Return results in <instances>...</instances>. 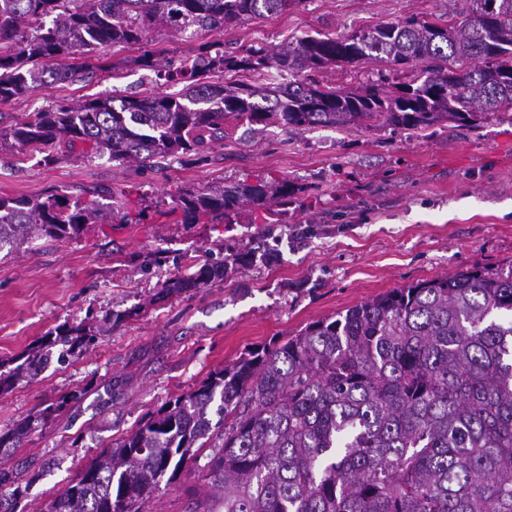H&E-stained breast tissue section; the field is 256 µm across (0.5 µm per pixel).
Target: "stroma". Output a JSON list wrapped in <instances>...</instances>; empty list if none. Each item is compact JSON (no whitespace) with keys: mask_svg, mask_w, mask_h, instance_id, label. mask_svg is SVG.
<instances>
[{"mask_svg":"<svg viewBox=\"0 0 512 512\" xmlns=\"http://www.w3.org/2000/svg\"><path fill=\"white\" fill-rule=\"evenodd\" d=\"M455 7V0H303L231 29L155 27L143 39L163 49V65L178 67L209 43L239 53ZM140 53L136 45L97 46L92 55L112 64L111 75L49 79L0 101V128L114 92L179 95L182 83L140 66ZM260 180L287 182V204L243 207L230 224L205 217L186 224L175 209L182 193ZM93 191L104 212H143L145 222L88 224L72 238L0 249V371L58 327L101 330L80 357L0 395L1 430L33 422L19 447L0 450V467L28 484L15 512H42L96 453L248 350L420 280L474 267L512 274V112L431 134L234 125L205 161L181 154L147 167L79 143L0 147V197L72 202ZM219 255L229 267L223 280L193 294H163L168 279ZM120 312L125 320L109 326ZM74 392L80 400L37 421ZM198 482L160 486L147 512H198L186 491Z\"/></svg>","mask_w":512,"mask_h":512,"instance_id":"stroma-1","label":"stroma"}]
</instances>
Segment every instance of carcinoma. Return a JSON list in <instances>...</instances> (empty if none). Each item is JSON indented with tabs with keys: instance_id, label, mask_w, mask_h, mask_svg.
<instances>
[{
	"instance_id": "1",
	"label": "carcinoma",
	"mask_w": 512,
	"mask_h": 512,
	"mask_svg": "<svg viewBox=\"0 0 512 512\" xmlns=\"http://www.w3.org/2000/svg\"><path fill=\"white\" fill-rule=\"evenodd\" d=\"M304 0H0V101L62 80L63 64L101 44H139L151 25L228 28ZM455 16L409 17L368 32L307 35L243 54L206 46L190 67L164 70L185 83L178 97H96L59 106L10 129L0 145L87 143L97 155L146 163L202 156L224 141L229 118L422 132L474 125L512 112V0H462ZM385 63L361 86L324 84L319 73ZM414 70L399 82L395 75ZM249 71L253 84L224 81ZM288 183L216 185L178 196L185 224L288 198ZM104 222L97 200L63 203L0 197V249L59 240ZM224 260L166 282L172 295L224 279ZM93 339L78 325L48 336L0 374V394L66 363ZM222 444L203 467L202 512H512V274L463 271L395 288L282 343L247 351L165 403L135 432L85 463L42 512H144L160 484L190 474L212 417ZM30 424L0 434L16 448ZM21 497L0 470V488Z\"/></svg>"
}]
</instances>
